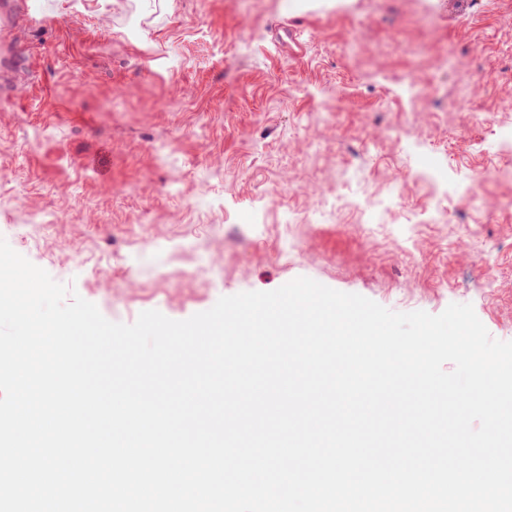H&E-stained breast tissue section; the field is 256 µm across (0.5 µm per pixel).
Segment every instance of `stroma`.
<instances>
[{"mask_svg":"<svg viewBox=\"0 0 512 512\" xmlns=\"http://www.w3.org/2000/svg\"><path fill=\"white\" fill-rule=\"evenodd\" d=\"M39 5L0 7V238L106 319L304 276L512 341V0Z\"/></svg>","mask_w":512,"mask_h":512,"instance_id":"35a3bbf8","label":"stroma"}]
</instances>
